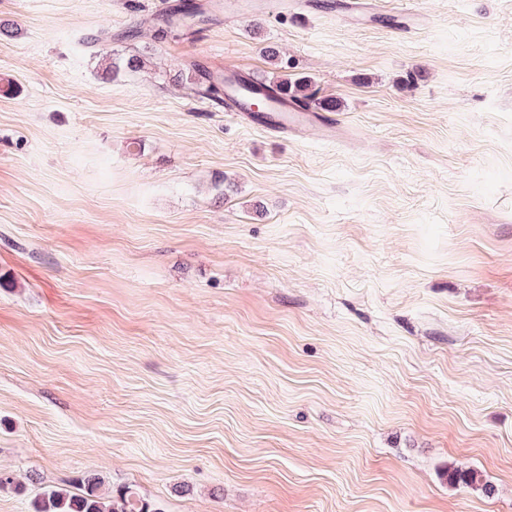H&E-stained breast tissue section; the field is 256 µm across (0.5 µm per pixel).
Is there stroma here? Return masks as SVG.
<instances>
[{
	"mask_svg": "<svg viewBox=\"0 0 512 512\" xmlns=\"http://www.w3.org/2000/svg\"><path fill=\"white\" fill-rule=\"evenodd\" d=\"M154 2L0 0V512L91 474L161 512H512V0L162 41ZM227 64L344 135L225 116Z\"/></svg>",
	"mask_w": 512,
	"mask_h": 512,
	"instance_id": "35a3bbf8",
	"label": "stroma"
}]
</instances>
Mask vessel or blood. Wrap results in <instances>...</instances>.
<instances>
[{
	"label": "vessel or blood",
	"mask_w": 512,
	"mask_h": 512,
	"mask_svg": "<svg viewBox=\"0 0 512 512\" xmlns=\"http://www.w3.org/2000/svg\"><path fill=\"white\" fill-rule=\"evenodd\" d=\"M255 14L276 12L294 14L304 8L318 10L317 0H254ZM338 15L370 21L375 16L374 0H335ZM224 110L226 114L246 121L268 135L280 138L301 139L309 129H317L322 136L333 140L341 136L343 125L335 113L300 103L283 92L266 94L265 86L240 67H224Z\"/></svg>",
	"instance_id": "1"
}]
</instances>
